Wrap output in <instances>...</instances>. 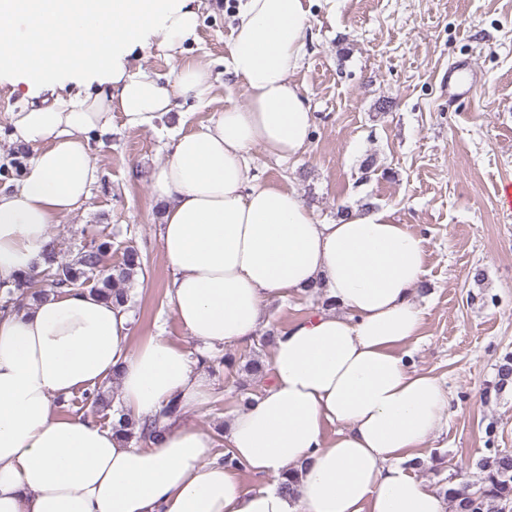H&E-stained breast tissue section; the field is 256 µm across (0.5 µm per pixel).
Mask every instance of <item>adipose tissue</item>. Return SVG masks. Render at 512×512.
I'll return each instance as SVG.
<instances>
[{
	"mask_svg": "<svg viewBox=\"0 0 512 512\" xmlns=\"http://www.w3.org/2000/svg\"><path fill=\"white\" fill-rule=\"evenodd\" d=\"M192 2L0 0V44L63 26L57 58L99 86L64 98L54 93L60 70L41 56H0V71L50 93L12 115L15 139L34 155L0 189V281L39 265L50 225L86 202L97 172L90 137L111 129L113 113L145 130L176 98L208 99L207 64L162 85L125 61L131 44L152 38L177 53L199 24ZM308 14L306 0H240L228 65L247 105L175 138L151 173L168 302L196 352L160 333L131 346L125 308L82 291L0 311V512H446L442 491L411 466L450 408L437 378L409 367L425 315L424 238L387 209L317 223L295 188L258 182L250 164L253 148L289 158L310 140L314 114L290 79ZM106 18L112 36L102 40ZM315 287L329 306L279 330L268 387L223 435L164 417L174 397L188 410L208 405L200 358L251 342L272 300ZM109 379L132 418L161 420L160 442L128 445L110 427L55 412L54 399ZM219 442L236 467L220 462ZM292 469L289 497L279 482ZM249 476L264 486L246 488Z\"/></svg>",
	"mask_w": 512,
	"mask_h": 512,
	"instance_id": "obj_1",
	"label": "adipose tissue"
}]
</instances>
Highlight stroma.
Here are the masks:
<instances>
[{
    "label": "stroma",
    "mask_w": 512,
    "mask_h": 512,
    "mask_svg": "<svg viewBox=\"0 0 512 512\" xmlns=\"http://www.w3.org/2000/svg\"><path fill=\"white\" fill-rule=\"evenodd\" d=\"M195 4L197 36L182 53L139 46L130 66L164 82L183 65H210L217 78L210 100L187 102L152 130L127 129L122 113H113L111 133L90 141L98 178L87 201L49 230L67 253L88 226L111 236L113 261L130 243L147 253L150 272L132 291L135 344L160 332L190 342L166 297L170 270L149 173L165 160L173 130L193 131L228 102H246L225 71L239 0ZM304 43L291 80L316 117L311 140L287 160L253 149V171L260 181L295 187L320 222L367 202L424 237L425 322L412 362L439 378L453 411L416 473L433 485L452 473L476 482L487 425L496 429V447L512 450V391L482 398L512 352V207L501 199L512 184V0H312ZM460 65L472 69L477 89L452 97L448 71ZM28 91L0 76V187L20 178L33 154L12 139L11 115ZM369 158L375 172L365 182L360 166ZM241 380L234 369L214 374L205 411L186 412L185 422L223 420L266 387L254 382L243 393Z\"/></svg>",
    "instance_id": "obj_1"
}]
</instances>
